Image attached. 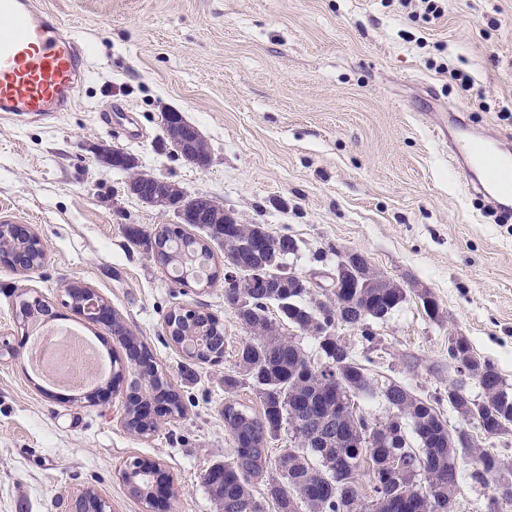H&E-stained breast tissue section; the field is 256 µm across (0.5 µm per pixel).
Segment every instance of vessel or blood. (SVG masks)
<instances>
[{
    "label": "vessel or blood",
    "mask_w": 512,
    "mask_h": 512,
    "mask_svg": "<svg viewBox=\"0 0 512 512\" xmlns=\"http://www.w3.org/2000/svg\"><path fill=\"white\" fill-rule=\"evenodd\" d=\"M0 113L15 121L46 119L68 111L86 71V51L73 31L42 0H0ZM455 115L432 125L434 139L447 146L473 195L488 196L492 208L512 211V159L498 154L495 138L460 134Z\"/></svg>",
    "instance_id": "b4317fda"
}]
</instances>
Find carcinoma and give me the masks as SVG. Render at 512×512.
Returning <instances> with one entry per match:
<instances>
[{"instance_id": "cac0c4a2", "label": "carcinoma", "mask_w": 512, "mask_h": 512, "mask_svg": "<svg viewBox=\"0 0 512 512\" xmlns=\"http://www.w3.org/2000/svg\"><path fill=\"white\" fill-rule=\"evenodd\" d=\"M206 232L209 241L224 247V257L236 264H248L245 248L241 246L250 235L268 233L264 224H246L223 242L214 236L221 231L219 224L192 223ZM127 239L138 246L158 247L161 265L179 270L177 283L187 284L199 278L213 258L208 241L184 233L176 225H162L152 230L127 226ZM308 288L289 287L267 295L244 315L242 324L252 333L239 349L238 365L251 379L261 411L255 413L234 401L224 403V425L232 440L231 456L214 465L204 476V484L221 512H264V505L250 489L254 479L273 471L266 483V494L278 512H296V500L303 498L308 512H455L458 505L459 467L464 461L470 466L472 482L512 490V469H507L497 455L477 448H454L452 444L466 432L450 430L439 409L442 398L465 420L483 429L487 437L499 436L512 429V390L503 387L496 367L478 358L466 337L449 358L473 372L474 379L484 391V399L468 395L462 382L448 384L446 395L419 396L400 382H390L384 397L392 408L388 431L377 432V443L371 448L358 447V431L369 428L367 417L360 413L353 424L343 423L340 438L331 443L302 441L281 449L276 459L268 456L269 440L282 429L293 430L295 416L290 407L301 404L312 418L336 416L337 396L369 395L374 393L372 378L366 364L352 351L336 355L333 341L342 326L340 313L355 320L358 310L367 318L379 321L389 316L406 300L404 288H370L368 296L353 291L332 292L327 303H305ZM277 308V316L269 306ZM167 323L174 336H202L206 340L203 359L224 356V333L219 319L208 312L194 315H168ZM305 332L314 327V338L320 349L314 359L292 337L285 327ZM134 360L143 361L139 379L130 383L127 429L138 435L150 433L155 422L141 416L142 388L159 394L182 415L184 406L177 390L168 383L158 368L152 365L153 356L143 347ZM415 436L420 447L411 445ZM396 455L405 460L410 473L404 477H387L381 468L385 458ZM153 464L137 462L124 472L131 492L150 504L149 483ZM374 474L377 484L372 495H358L357 480L365 472Z\"/></svg>"}]
</instances>
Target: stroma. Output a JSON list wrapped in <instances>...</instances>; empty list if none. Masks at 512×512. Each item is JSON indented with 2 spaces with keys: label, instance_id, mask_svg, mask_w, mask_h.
Wrapping results in <instances>:
<instances>
[{
  "label": "stroma",
  "instance_id": "1",
  "mask_svg": "<svg viewBox=\"0 0 512 512\" xmlns=\"http://www.w3.org/2000/svg\"><path fill=\"white\" fill-rule=\"evenodd\" d=\"M83 40L88 67L77 105L49 123L0 117V218L30 227L47 256L35 271L0 264V512H71L88 489L112 512H150L122 478L134 460L172 479L170 512H218L203 484L230 456L225 400L257 406L236 365L247 332L224 302V282H174L129 225L175 223L173 213L126 191L127 172L100 163L123 149L144 172L216 198L241 221L267 225L299 245L289 270H331L337 251L366 255L408 290L376 325V347L339 328L357 356H371L378 386L416 394L447 388L448 338L512 386V217L489 212L434 140L428 112H456L469 132L512 134V0H445L425 20L419 0H43ZM473 79L450 83L440 65ZM176 109L211 150L198 168L166 146L164 114ZM112 118L104 124L102 115ZM94 289L147 346L185 406L148 436L130 432L111 373L99 392L46 382L29 368L37 325L79 331L104 358L131 362L110 327L67 306L64 288ZM440 308L430 319L419 297ZM50 314L22 318L21 298ZM224 325V358L189 359L165 318L180 309ZM240 379L226 392L225 377Z\"/></svg>",
  "mask_w": 512,
  "mask_h": 512
}]
</instances>
